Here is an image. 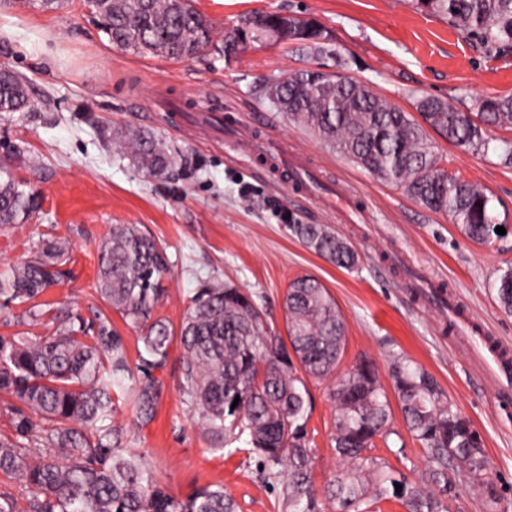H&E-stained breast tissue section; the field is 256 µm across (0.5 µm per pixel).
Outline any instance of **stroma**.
Segmentation results:
<instances>
[{"mask_svg": "<svg viewBox=\"0 0 512 512\" xmlns=\"http://www.w3.org/2000/svg\"><path fill=\"white\" fill-rule=\"evenodd\" d=\"M195 5L220 34L248 14L313 18L329 31L336 55L268 43L224 57L213 51L185 61L139 57L112 46L84 0H68L56 12L36 4L0 8V52L27 79L32 94L30 111L0 114V140L26 148L33 166L18 175L42 194L39 211L21 227L0 226V274L32 257L45 240L69 241L66 276L41 302L86 319L107 314L133 365L137 330L96 292L98 246L113 225H145L165 248L167 297L156 315L174 331L201 283L218 280L248 289L270 333L285 336L289 283L302 275L316 277L346 322L343 368L368 358L388 388L391 358L398 353L431 374L481 437L488 460L483 482L496 496L494 512H512V408L500 406L496 382L467 336L449 330L439 309L412 296L402 275L403 266L411 265L436 278L491 335L512 345V315L499 308L494 288L512 267V166L499 158L503 141H512V129L486 128L485 153L426 131L449 170L485 189L493 215L509 227L504 238L477 245L447 216L415 202L400 186L372 177L290 122L259 91L261 79L323 64L368 84L405 112H413L423 95L473 112L483 96L512 94V48L488 52L416 0H195ZM174 101L188 114L207 106L224 110L227 122L256 125L262 136L279 143L288 161L308 165L319 190L308 194L295 183L263 176L256 165L225 152L223 134H188L179 127L180 116L167 110ZM130 127L154 136L176 165L150 176L114 152L113 140ZM292 223L330 225L357 249V269L336 268L311 252L291 236ZM179 357V345H172L165 369L156 373L162 389L153 422L139 425L127 407L116 412L130 448L143 455L172 496L181 499L220 482L238 512H283L253 460L211 450L193 425L178 387ZM329 387L326 381L307 384L312 480L319 492L343 469L331 449ZM393 428L405 443L402 456L380 440L373 455L420 481L427 471L424 449L408 434L401 414H394Z\"/></svg>", "mask_w": 512, "mask_h": 512, "instance_id": "stroma-1", "label": "stroma"}]
</instances>
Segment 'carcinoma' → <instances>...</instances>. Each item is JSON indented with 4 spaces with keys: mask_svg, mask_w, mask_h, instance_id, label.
I'll use <instances>...</instances> for the list:
<instances>
[{
    "mask_svg": "<svg viewBox=\"0 0 512 512\" xmlns=\"http://www.w3.org/2000/svg\"><path fill=\"white\" fill-rule=\"evenodd\" d=\"M448 18V24L493 51L512 47V0H419ZM113 46L141 56L190 60L209 48L229 55L257 41L231 34L214 39L215 25L194 0H86ZM288 24L278 13L248 15L236 28ZM297 42L332 54L309 18L298 20ZM338 74L307 68L268 79L262 96L298 126L312 132L373 177L396 184L435 213L448 216L478 244L500 237L489 197L444 166L422 126L379 97L369 86ZM32 105L28 82L0 65V113ZM415 110L451 143L486 150L483 127L512 128V96H486L479 112H461L426 95ZM119 151L150 176L176 163L145 132L129 131ZM25 149L0 147V224H18L35 213L40 192L15 175ZM309 250L340 269L359 264L356 248L326 224H290ZM66 246L54 239L0 278V305L34 301L58 284ZM165 250L139 224H116L99 249L97 291L103 301L140 332L143 350L137 371L129 365L122 337L108 317L87 322L61 317L48 336H0V396L11 434L0 433V473L30 489L22 507L0 493V512H237L224 485L211 484L178 499L161 488L144 456L126 444L114 422L129 404L146 426L156 415L174 335L155 310L166 295ZM500 308L512 313V268L497 279ZM288 341L268 334L251 294L230 283L205 282L189 298L180 327L179 389L182 403L211 445L256 459L270 487H279L288 512H372L389 498L406 512H448L456 479L475 483L487 458L471 422L435 378L394 355L393 390L409 434L427 457V481L396 476L384 459L370 455L374 442L395 434L392 407L375 364L359 359L338 373L347 344L346 325L335 299L312 276L293 280L285 296ZM333 379V452L346 469L318 499L312 482L314 449L306 430L309 392L304 377ZM238 405H233V402ZM244 441L247 447H232ZM42 452L33 456L28 447ZM401 491H396V485Z\"/></svg>",
    "mask_w": 512,
    "mask_h": 512,
    "instance_id": "1",
    "label": "carcinoma"
}]
</instances>
